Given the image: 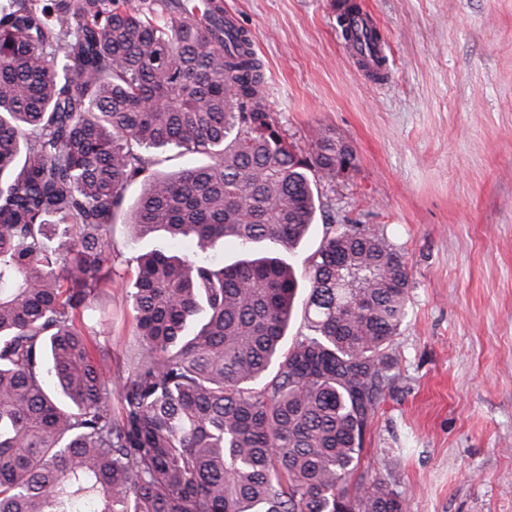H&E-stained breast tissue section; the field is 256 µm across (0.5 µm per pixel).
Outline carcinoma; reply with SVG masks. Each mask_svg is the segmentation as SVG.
Returning a JSON list of instances; mask_svg holds the SVG:
<instances>
[{
  "label": "carcinoma",
  "instance_id": "carcinoma-1",
  "mask_svg": "<svg viewBox=\"0 0 512 512\" xmlns=\"http://www.w3.org/2000/svg\"><path fill=\"white\" fill-rule=\"evenodd\" d=\"M336 145L288 141L223 0H0V512H403L353 479L408 314L400 250L325 225L284 344L277 248L355 165ZM156 150L205 162L160 174ZM133 183L130 239L158 245L122 281L143 352L114 373L84 313ZM226 241L245 258L217 260Z\"/></svg>",
  "mask_w": 512,
  "mask_h": 512
}]
</instances>
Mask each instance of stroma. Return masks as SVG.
<instances>
[{"label":"stroma","mask_w":512,"mask_h":512,"mask_svg":"<svg viewBox=\"0 0 512 512\" xmlns=\"http://www.w3.org/2000/svg\"><path fill=\"white\" fill-rule=\"evenodd\" d=\"M390 76L347 60L336 0H224L263 61L288 140L319 129L354 171L320 188L340 224L405 256L408 315L363 436L362 468L405 512H512V0H364ZM113 367L142 353L120 287L87 312Z\"/></svg>","instance_id":"35a3bbf8"}]
</instances>
